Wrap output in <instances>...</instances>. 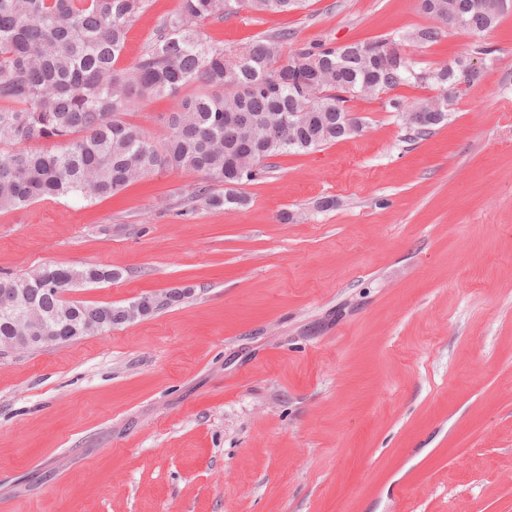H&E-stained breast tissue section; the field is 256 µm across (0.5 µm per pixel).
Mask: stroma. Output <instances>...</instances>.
Segmentation results:
<instances>
[{
	"label": "stroma",
	"mask_w": 512,
	"mask_h": 512,
	"mask_svg": "<svg viewBox=\"0 0 512 512\" xmlns=\"http://www.w3.org/2000/svg\"><path fill=\"white\" fill-rule=\"evenodd\" d=\"M179 7L150 0L122 66ZM427 23L419 0H305L204 32L235 50ZM405 50L484 71L428 137L357 99L361 133L271 158L242 208H207L195 193L219 184L160 169L112 197L0 210V278L120 272L68 291L91 305L192 290L0 354V512H512V13ZM174 107L140 99L126 118L158 137Z\"/></svg>",
	"instance_id": "stroma-1"
}]
</instances>
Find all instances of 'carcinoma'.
Instances as JSON below:
<instances>
[{"label": "carcinoma", "instance_id": "cac0c4a2", "mask_svg": "<svg viewBox=\"0 0 512 512\" xmlns=\"http://www.w3.org/2000/svg\"><path fill=\"white\" fill-rule=\"evenodd\" d=\"M149 0H0V209L44 197H111L153 170L204 173L224 191L199 189L212 209L244 206L239 186L257 180L271 157L316 151L344 139L338 114L348 102L388 94L409 84H436L457 92L476 79L456 62L416 71L413 62L377 70L369 55L404 42L434 44L449 30L482 33L497 26L494 0H458L460 21L448 24V0H420L431 24L399 38L358 41L346 58L336 47L290 48L281 32L235 52L202 37L212 19L241 9L280 14L302 0H181L131 67H117L127 34ZM196 85L200 91L181 96ZM176 99L164 138L156 141L125 119L136 99ZM295 115L288 128L274 125ZM47 140L49 149L25 143ZM119 272L101 265L44 266L18 279H0V299L16 294L36 303L57 328L58 342L128 323L122 305L62 301L45 288L111 282Z\"/></svg>", "mask_w": 512, "mask_h": 512}]
</instances>
